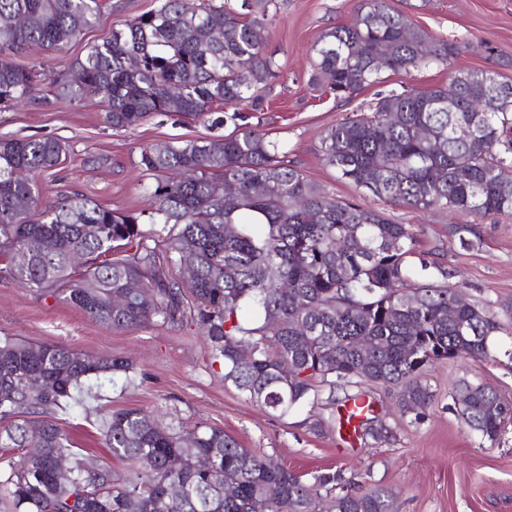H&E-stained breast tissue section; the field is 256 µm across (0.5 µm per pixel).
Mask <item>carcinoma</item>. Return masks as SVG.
Masks as SVG:
<instances>
[{"label":"carcinoma","instance_id":"obj_1","mask_svg":"<svg viewBox=\"0 0 512 512\" xmlns=\"http://www.w3.org/2000/svg\"><path fill=\"white\" fill-rule=\"evenodd\" d=\"M273 2L163 0L87 45L58 80L14 58L80 40L99 0H0V109L97 95L113 129L168 112L244 123L224 137L141 150L153 179L144 187L149 232L140 216L83 194L42 197L34 177L64 164L62 141L1 138L0 281L115 330L189 318L224 380L281 417L317 406L321 388L368 385L398 391L402 413L419 420L433 403L428 368L491 359L501 327L489 309L457 302L456 273L438 253L417 249L410 225L327 194L246 124L244 110H259L281 74L266 51ZM458 51L389 0H357L355 21L315 44L311 81L350 100L386 73L449 66ZM320 153L360 195L464 217L450 232L469 249L482 220L512 217V178L503 177L512 169V82L491 69H459L446 86L380 91L326 132ZM184 265L193 269L187 283L174 273ZM131 281L150 299L113 306ZM119 374L136 384L123 357L0 338V448L17 451L0 467V512H256L259 502L267 512H398L391 489L352 492L336 472L308 482L221 428L199 424L188 441L176 426L156 430L139 408L98 419L123 470L93 462L57 415H90L95 390ZM453 400L469 431L491 443L512 421V404L487 384L462 379ZM201 456L212 459L206 472ZM62 463L66 479L57 474ZM174 482L185 487L179 498L166 493Z\"/></svg>","mask_w":512,"mask_h":512}]
</instances>
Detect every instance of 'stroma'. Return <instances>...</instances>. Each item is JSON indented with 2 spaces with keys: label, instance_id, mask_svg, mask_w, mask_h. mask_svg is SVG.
<instances>
[{
  "label": "stroma",
  "instance_id": "stroma-1",
  "mask_svg": "<svg viewBox=\"0 0 512 512\" xmlns=\"http://www.w3.org/2000/svg\"><path fill=\"white\" fill-rule=\"evenodd\" d=\"M390 3L431 35L462 45L450 69H492L512 81V0ZM161 4L162 0H103L96 23L69 50H32L16 61L62 76L76 58L84 56L87 44L108 39L117 25ZM275 4L268 48L275 51L283 70L250 124L268 132L289 160L328 194L354 197V187L339 181L322 162L318 152L322 136L337 120L372 101L378 89L441 86L448 81L449 69L390 74L382 87H367L351 100L335 98L309 82L312 47L327 27L353 21L357 0H275ZM102 109L96 97L78 104L52 100L4 109L0 138L52 136L68 145L62 168L39 178L42 196L82 193L103 206L137 214L146 206L143 186L149 181L139 165L142 147L228 132L224 126L161 115L116 131L102 123ZM96 156L106 157V164H93ZM386 212L399 223L414 225L419 249L443 246L446 261L460 273L466 300L489 307L504 330L495 338L493 360L477 365L445 361L429 369L426 380L435 400L422 422L399 416L394 392L372 388L374 414L385 421L390 433L380 440L360 438L352 452L343 448L337 421L344 391H337V405L323 402L313 412L304 407L288 417L278 416L225 383L223 370L213 365L191 321L175 327L113 330L54 298L0 282V336L125 357L137 371L138 386L125 387L122 377H115L100 389L95 407L143 408L161 424L178 422L187 432L199 422L223 428L244 447L272 455L305 477L338 471L351 491L395 490L400 512H512V425L494 444L484 445L453 409L455 385L463 378L488 384L512 402V219H484L480 243L464 250L451 236L446 214H422L399 206L387 207ZM59 425L90 460H108L113 468L122 469V462L112 460L89 420L65 415Z\"/></svg>",
  "mask_w": 512,
  "mask_h": 512
}]
</instances>
